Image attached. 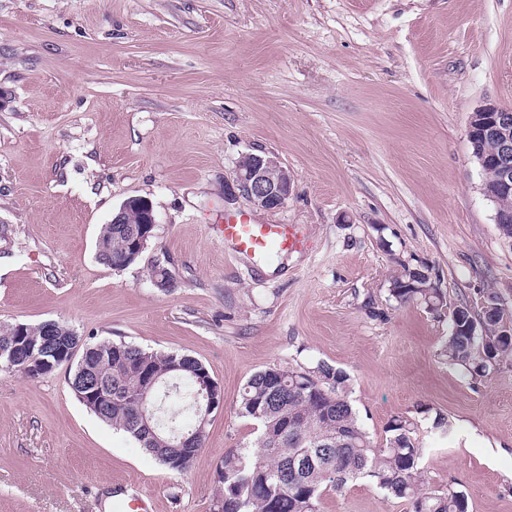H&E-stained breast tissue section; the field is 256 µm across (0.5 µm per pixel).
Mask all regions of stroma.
I'll return each mask as SVG.
<instances>
[{
	"mask_svg": "<svg viewBox=\"0 0 512 512\" xmlns=\"http://www.w3.org/2000/svg\"><path fill=\"white\" fill-rule=\"evenodd\" d=\"M491 102L512 107V0H0V323L187 354L224 392L175 472L80 404L68 367L0 371V512H115L129 485L153 512H212L225 451L255 438L243 383L320 361L350 375L375 444L414 422L428 490L512 512V362L474 380L440 354L449 307L493 293L512 311V244L467 139ZM246 153L293 174L280 208L225 205ZM131 196L157 225L115 270L96 241ZM240 213L308 245L230 255L221 227ZM416 266L445 309L391 296ZM319 509L409 505L359 479Z\"/></svg>",
	"mask_w": 512,
	"mask_h": 512,
	"instance_id": "stroma-1",
	"label": "stroma"
}]
</instances>
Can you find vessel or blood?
Masks as SVG:
<instances>
[{"label":"vessel or blood","mask_w":512,"mask_h":512,"mask_svg":"<svg viewBox=\"0 0 512 512\" xmlns=\"http://www.w3.org/2000/svg\"><path fill=\"white\" fill-rule=\"evenodd\" d=\"M224 248L235 254L259 257L271 252L301 250L306 237L296 224H266L243 217L224 220Z\"/></svg>","instance_id":"vessel-or-blood-1"}]
</instances>
